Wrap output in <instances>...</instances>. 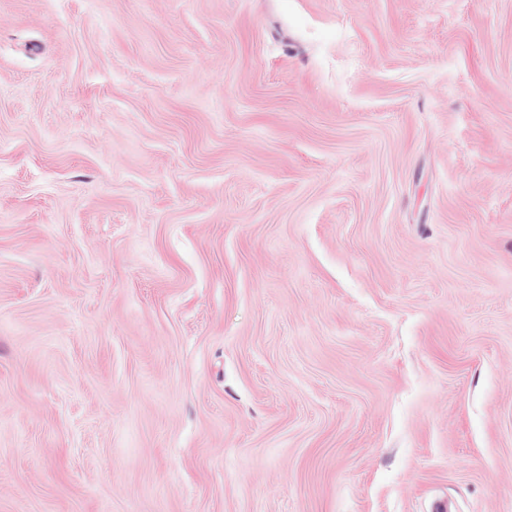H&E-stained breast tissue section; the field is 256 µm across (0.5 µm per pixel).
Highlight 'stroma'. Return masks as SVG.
Listing matches in <instances>:
<instances>
[{"instance_id":"obj_1","label":"stroma","mask_w":512,"mask_h":512,"mask_svg":"<svg viewBox=\"0 0 512 512\" xmlns=\"http://www.w3.org/2000/svg\"><path fill=\"white\" fill-rule=\"evenodd\" d=\"M512 512V0H0V512Z\"/></svg>"}]
</instances>
